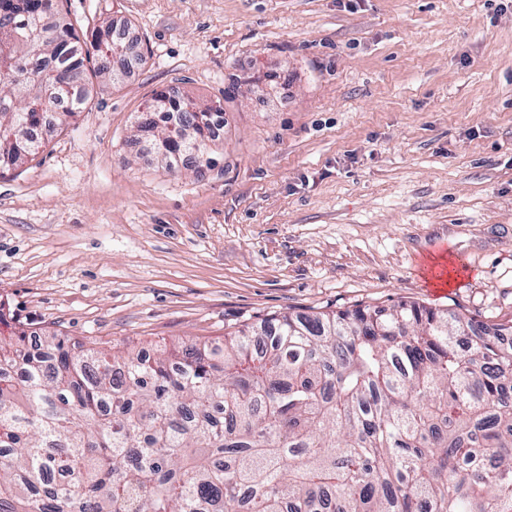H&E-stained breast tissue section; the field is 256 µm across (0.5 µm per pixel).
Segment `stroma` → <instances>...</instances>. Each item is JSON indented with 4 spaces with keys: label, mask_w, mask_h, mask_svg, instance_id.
Returning <instances> with one entry per match:
<instances>
[{
    "label": "stroma",
    "mask_w": 512,
    "mask_h": 512,
    "mask_svg": "<svg viewBox=\"0 0 512 512\" xmlns=\"http://www.w3.org/2000/svg\"><path fill=\"white\" fill-rule=\"evenodd\" d=\"M139 61L0 174V300L123 355L400 302L512 322V0H62ZM239 86L232 100L224 90ZM224 104L204 175L132 150Z\"/></svg>",
    "instance_id": "1"
}]
</instances>
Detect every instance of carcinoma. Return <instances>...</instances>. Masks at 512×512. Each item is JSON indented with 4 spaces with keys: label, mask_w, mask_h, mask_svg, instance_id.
<instances>
[{
    "label": "carcinoma",
    "mask_w": 512,
    "mask_h": 512,
    "mask_svg": "<svg viewBox=\"0 0 512 512\" xmlns=\"http://www.w3.org/2000/svg\"><path fill=\"white\" fill-rule=\"evenodd\" d=\"M60 0H0V170L45 119L115 81L133 47L76 34ZM139 130L211 167L213 119L158 95ZM512 324L414 303L273 316L118 361L0 331V512H512Z\"/></svg>",
    "instance_id": "obj_1"
}]
</instances>
